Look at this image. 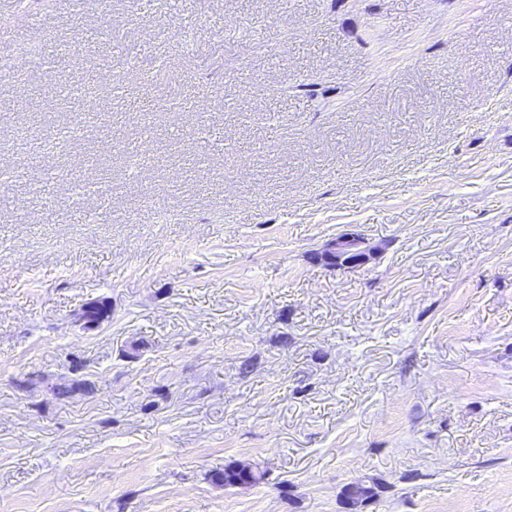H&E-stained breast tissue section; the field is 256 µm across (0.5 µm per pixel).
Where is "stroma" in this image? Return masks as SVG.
I'll list each match as a JSON object with an SVG mask.
<instances>
[{
	"mask_svg": "<svg viewBox=\"0 0 512 512\" xmlns=\"http://www.w3.org/2000/svg\"><path fill=\"white\" fill-rule=\"evenodd\" d=\"M1 43L0 512H512V0H0ZM65 84L110 108L36 156ZM374 247L358 233H343L328 241L314 259L336 270H355L367 265L373 257Z\"/></svg>",
	"mask_w": 512,
	"mask_h": 512,
	"instance_id": "obj_1",
	"label": "stroma"
}]
</instances>
